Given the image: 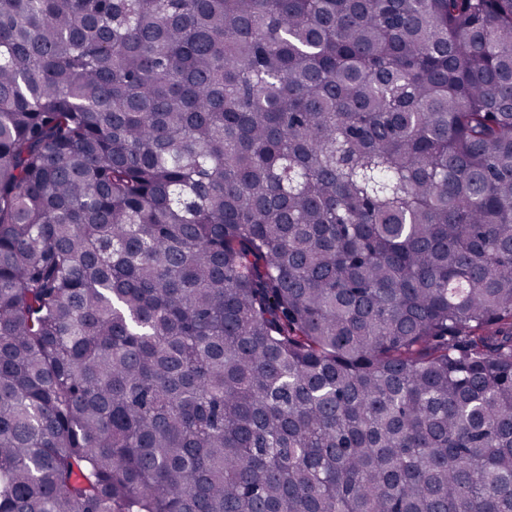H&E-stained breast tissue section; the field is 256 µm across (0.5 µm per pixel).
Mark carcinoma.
Segmentation results:
<instances>
[{"label":"carcinoma","mask_w":512,"mask_h":512,"mask_svg":"<svg viewBox=\"0 0 512 512\" xmlns=\"http://www.w3.org/2000/svg\"><path fill=\"white\" fill-rule=\"evenodd\" d=\"M0 512H512V0H0Z\"/></svg>","instance_id":"carcinoma-1"}]
</instances>
